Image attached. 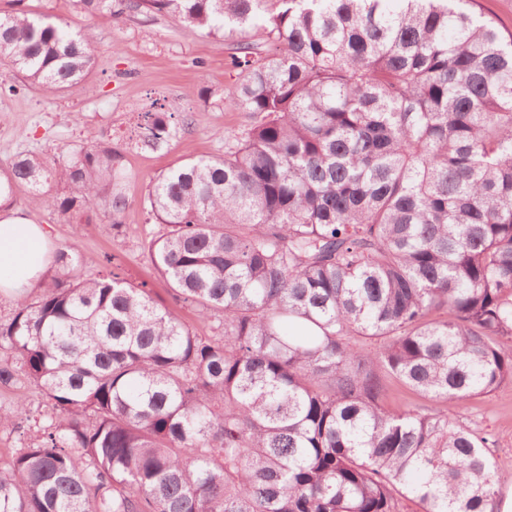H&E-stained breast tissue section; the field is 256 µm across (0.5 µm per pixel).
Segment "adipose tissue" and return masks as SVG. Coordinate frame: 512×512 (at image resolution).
Returning <instances> with one entry per match:
<instances>
[{
	"mask_svg": "<svg viewBox=\"0 0 512 512\" xmlns=\"http://www.w3.org/2000/svg\"><path fill=\"white\" fill-rule=\"evenodd\" d=\"M50 236L13 211L0 213V293L19 294L38 284L50 262Z\"/></svg>",
	"mask_w": 512,
	"mask_h": 512,
	"instance_id": "ef3b65f1",
	"label": "adipose tissue"
}]
</instances>
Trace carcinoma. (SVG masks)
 I'll return each mask as SVG.
<instances>
[{
    "mask_svg": "<svg viewBox=\"0 0 512 512\" xmlns=\"http://www.w3.org/2000/svg\"><path fill=\"white\" fill-rule=\"evenodd\" d=\"M16 2L0 61L46 95L84 80L92 25ZM79 2L233 40L225 100L252 124L145 200L150 263L224 336L59 249L0 323V384L18 367L58 412L0 465V512H499L512 472L459 410L512 382V36L469 0ZM139 129L152 150L177 136L163 104ZM124 179L110 142L22 153L0 200L100 205L118 236ZM386 377L432 407L385 408Z\"/></svg>",
    "mask_w": 512,
    "mask_h": 512,
    "instance_id": "cac0c4a2",
    "label": "carcinoma"
}]
</instances>
